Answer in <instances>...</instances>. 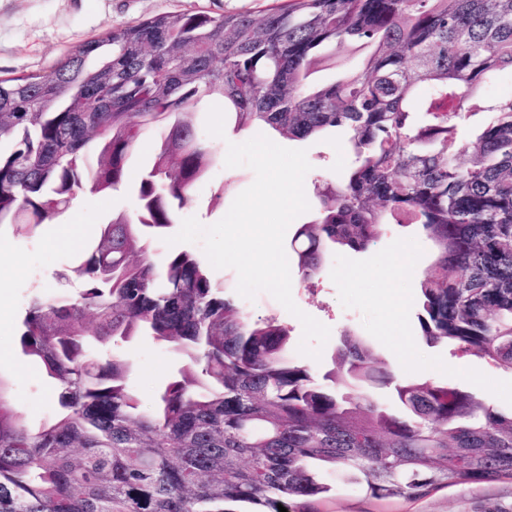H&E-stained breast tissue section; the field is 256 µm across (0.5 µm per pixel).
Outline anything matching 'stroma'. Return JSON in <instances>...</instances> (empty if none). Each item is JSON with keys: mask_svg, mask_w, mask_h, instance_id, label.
<instances>
[{"mask_svg": "<svg viewBox=\"0 0 512 512\" xmlns=\"http://www.w3.org/2000/svg\"><path fill=\"white\" fill-rule=\"evenodd\" d=\"M265 0H0V79L50 70L79 43L100 37L107 29L164 13L204 11L213 16L253 13ZM203 132L225 155L231 143L248 141L235 131V118L222 100L203 104L195 115ZM278 145L303 149L311 165L305 191L324 174L342 175L348 159L341 149L346 135L328 131L305 140L269 132ZM247 167L216 164L193 189L181 217L210 225L229 210L235 197L254 181ZM127 193L84 196L55 222L34 234H0V376L23 420L38 426L58 411L56 386L42 369L25 360L18 348L21 320L38 296L72 293L79 281L72 272L92 242L99 224L112 214L130 210ZM434 259V248L418 226L389 224L375 249L339 250L316 278L305 281L292 273V296L305 313L328 326L331 335L320 359L300 355V321L270 294L242 300L253 318H275L291 331V358L315 373L331 368L336 344L344 332L365 341L377 359L404 379L451 384L488 400L498 411L512 412V371L456 352L453 346H427L417 322L420 282ZM131 363V381L143 404H150L178 364L172 347L151 339L123 345ZM331 512H512V481L440 490L416 502L398 501L383 508L356 490L338 485Z\"/></svg>", "mask_w": 512, "mask_h": 512, "instance_id": "stroma-1", "label": "stroma"}]
</instances>
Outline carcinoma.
<instances>
[{"label":"carcinoma","instance_id":"cac0c4a2","mask_svg":"<svg viewBox=\"0 0 512 512\" xmlns=\"http://www.w3.org/2000/svg\"><path fill=\"white\" fill-rule=\"evenodd\" d=\"M348 50L359 60L314 80ZM505 72L512 0H288L156 15L0 79V229L31 234L87 193L135 201L100 225L79 291L25 312L21 352L58 382L60 412L28 427L0 377V512H328L334 474L381 503L512 480V415L398 378L350 333L318 377L290 359L288 327L253 319L200 257L153 248L217 161L202 100H224L239 131L346 130L350 166L315 184L290 241L301 277L417 224L436 249L422 339L512 371V95L484 96ZM149 137L160 152L134 177ZM140 336L180 356L147 407L114 352Z\"/></svg>","mask_w":512,"mask_h":512}]
</instances>
